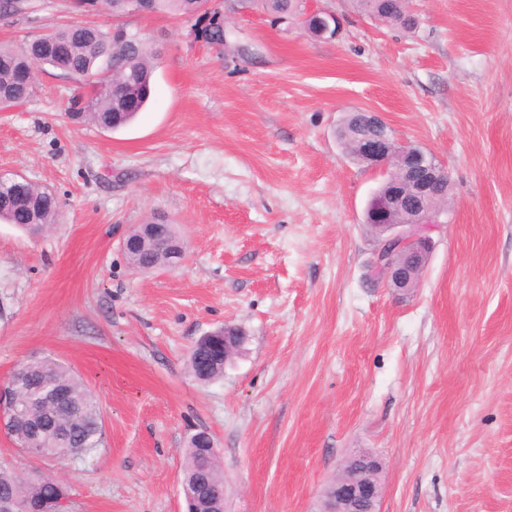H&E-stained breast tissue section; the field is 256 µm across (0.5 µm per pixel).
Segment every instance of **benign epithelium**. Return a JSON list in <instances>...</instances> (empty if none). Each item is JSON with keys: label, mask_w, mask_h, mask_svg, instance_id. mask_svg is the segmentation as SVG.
<instances>
[{"label": "benign epithelium", "mask_w": 512, "mask_h": 512, "mask_svg": "<svg viewBox=\"0 0 512 512\" xmlns=\"http://www.w3.org/2000/svg\"><path fill=\"white\" fill-rule=\"evenodd\" d=\"M312 20L318 25V36L332 39L338 34L340 21L331 10L305 4L302 22ZM364 116L376 135L361 141L363 162L384 175L396 169L395 181L366 210V223L375 229L371 264L376 281L406 290L420 277L431 253L430 233L441 223L433 187L447 175V170L423 148L398 141L378 113L366 112ZM141 236L166 257L169 267L176 266L182 258L183 242L164 221L143 225ZM241 340L240 336L224 332L220 341L210 345L201 369H208L216 361L228 363ZM13 386L11 378L0 383V433L7 437L18 419L12 403ZM354 462L358 463L355 470L338 474L324 490L322 512H378L382 462L371 456L357 457Z\"/></svg>", "instance_id": "obj_1"}]
</instances>
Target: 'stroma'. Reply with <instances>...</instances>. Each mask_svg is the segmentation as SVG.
Masks as SVG:
<instances>
[{
    "mask_svg": "<svg viewBox=\"0 0 512 512\" xmlns=\"http://www.w3.org/2000/svg\"><path fill=\"white\" fill-rule=\"evenodd\" d=\"M322 2L336 38L256 11L221 46L191 20L128 19L159 56L152 104L118 132L69 120L76 84L49 67L0 108V175L60 201L39 236L0 220V381L66 363L106 436L61 462L0 436V467L61 483L68 512H185L201 430L226 512H318L359 451L383 461L379 512H512V0H409L411 30ZM32 3L0 21V44L81 19L72 0ZM354 111L449 174L446 222L405 292L365 279L381 176L336 138ZM157 216L184 257L134 271L121 242ZM227 324L239 353L197 380L192 346ZM203 432L204 431H199L191 436L186 450L187 456L182 483L184 482L188 486H193L199 481L204 468H207V473H212L215 482L218 478H224L223 472L217 462V454L209 459L203 458L202 448H205L206 437L211 439L210 435H206ZM203 480L208 483L210 482L207 474L202 476L199 484L202 483Z\"/></svg>",
    "mask_w": 512,
    "mask_h": 512,
    "instance_id": "stroma-1",
    "label": "stroma"
}]
</instances>
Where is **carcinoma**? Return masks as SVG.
I'll use <instances>...</instances> for the list:
<instances>
[{"instance_id": "carcinoma-1", "label": "carcinoma", "mask_w": 512, "mask_h": 512, "mask_svg": "<svg viewBox=\"0 0 512 512\" xmlns=\"http://www.w3.org/2000/svg\"><path fill=\"white\" fill-rule=\"evenodd\" d=\"M31 0H0V20L26 15ZM270 15H287L301 9L298 0H252ZM355 9L392 26L412 29L417 25L404 0H352ZM224 0H152L154 14L207 21L203 36L207 43L226 42ZM76 9L85 15L110 13L121 16L123 0H77ZM158 51L144 38L105 29L94 23L52 26L45 36L18 48L0 46V100L11 104L26 101L35 88L36 70L51 67L74 80L83 92L75 95L68 116L72 120L117 131L144 111L151 97ZM356 137L342 143L343 150L356 158L363 131L361 114L350 112L344 119ZM59 200L50 190L30 181L18 183L11 176L0 177V219L37 233L54 224ZM15 402L20 414L38 415L42 431L30 437L31 446L46 448L50 459L63 461L104 446V429L99 405L85 384L68 366L51 357L28 361L15 373ZM51 389L66 391V401L48 398ZM206 434L191 436L186 450L183 482L193 486L202 471L222 478L217 457L203 458ZM63 485L42 477L21 481L13 473L0 470V494L14 492L22 498L53 502Z\"/></svg>"}]
</instances>
